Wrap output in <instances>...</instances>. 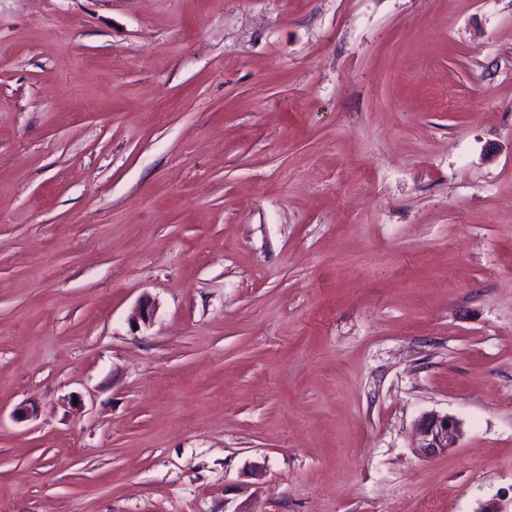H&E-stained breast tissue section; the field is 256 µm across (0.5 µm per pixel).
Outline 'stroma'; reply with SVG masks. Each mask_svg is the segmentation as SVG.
Segmentation results:
<instances>
[{
  "label": "stroma",
  "instance_id": "obj_1",
  "mask_svg": "<svg viewBox=\"0 0 512 512\" xmlns=\"http://www.w3.org/2000/svg\"><path fill=\"white\" fill-rule=\"evenodd\" d=\"M428 500L512 512V0H0V512ZM460 422L448 414L426 413L415 424L413 448L418 456L429 458L457 448Z\"/></svg>",
  "mask_w": 512,
  "mask_h": 512
}]
</instances>
